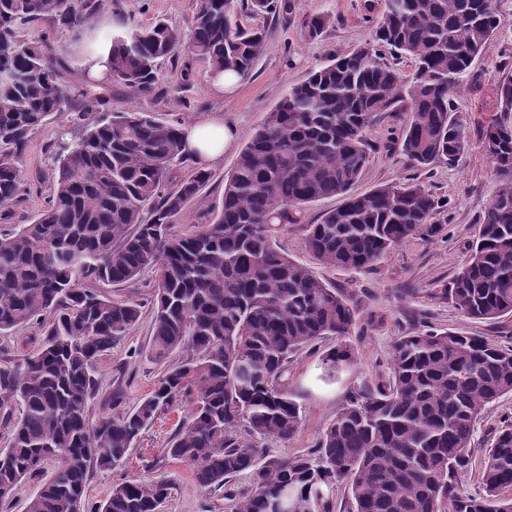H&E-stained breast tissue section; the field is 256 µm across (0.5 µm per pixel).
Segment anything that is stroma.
<instances>
[{
	"label": "stroma",
	"instance_id": "1",
	"mask_svg": "<svg viewBox=\"0 0 512 512\" xmlns=\"http://www.w3.org/2000/svg\"><path fill=\"white\" fill-rule=\"evenodd\" d=\"M364 2L290 0V11L280 15L242 14V24L264 28L267 37L252 73L238 81L232 95L214 94L209 67L202 61L194 63L189 81L179 84L182 62L172 58L160 62L159 84L153 95L134 97L123 88L113 87L110 110L145 112L160 121L182 120L188 124L218 114L236 128L233 146L217 164L210 166L211 179L201 198L188 205L176 225L178 231L185 232L192 225L213 220L223 199L225 180L280 93L304 80L313 68L327 62L332 55L370 41L372 23ZM194 7V0H105L98 14L97 32L80 43L54 29L45 19L19 25V36L28 43L37 45L46 39L54 44L59 81L68 92V103L63 116L50 118L29 137L19 161L24 188L11 207L12 223H29L44 207L53 190L52 156L57 141L64 134L76 136L80 127L91 120L84 109L81 91L94 84L87 75V60L104 50L102 35L128 33L159 19L185 31ZM494 9L501 19L503 35L472 64L454 99L455 117L471 129L466 149L454 161L441 160L426 170L414 167L392 144L401 125L399 118L385 112L368 130L373 150L354 186L355 192L360 193L382 183L421 184L445 203L433 218L440 225V232L431 239L419 236L406 242L373 270L364 272L318 264L305 248L307 225L320 223L324 213L338 206V199L309 204L304 223L288 225L279 232L277 242L289 257L312 267L334 287L353 292L359 319L350 336L356 360L336 378L324 377L320 366L323 353L334 346V339L317 341L294 357L288 391L301 407L302 425L290 441H261L260 446L267 453L275 456L311 453L321 432L352 391L389 376L392 346L400 336L450 329L489 336L502 345L512 346V317L490 321L469 319L440 292L442 284L465 262L466 246L496 189L494 166L484 152L481 129L496 113L497 83L505 74H512V0H495ZM316 15L328 17L330 23L318 37L310 38L302 22ZM155 281L154 271L148 269L128 283L96 286L97 291L110 298L140 303L143 314L131 332L100 358L96 367L99 392L90 403L91 416L112 407L123 410L135 406L152 389L162 369L161 364L145 356L151 336ZM188 409V404L181 401L161 413L133 448L127 463L112 470H91L87 484L89 506L101 504L114 484L161 478L173 487L163 512H232L234 498L250 488L248 476H238L228 484L226 492L214 494L198 488L193 469L187 464L169 461L156 468L151 465ZM507 419L512 420L510 395L491 405L479 420L472 440L476 460H483L495 429Z\"/></svg>",
	"mask_w": 512,
	"mask_h": 512
}]
</instances>
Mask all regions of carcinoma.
<instances>
[{
	"mask_svg": "<svg viewBox=\"0 0 512 512\" xmlns=\"http://www.w3.org/2000/svg\"><path fill=\"white\" fill-rule=\"evenodd\" d=\"M103 0H0V221L22 188L18 159L31 132L67 101L57 58L43 42L19 38L18 25L46 18L79 41ZM190 33L156 21L111 37L107 73L85 93L99 116L54 153V189L29 224L0 231V336L42 321L44 339L18 359L0 360V428L10 463L0 465V504L19 483L58 466L25 512H89L87 476L111 470L160 411L186 396L189 416L153 461L192 466L198 487L216 492L240 474L251 488L233 512H330L337 486L350 512H512V423L495 431L479 472L482 492L462 495L457 475L472 469L471 442L486 408L512 395V347L452 331L399 337L388 383L348 397L309 455L270 457L256 436L288 441L301 411L288 393L293 357L327 338L322 358L333 374L355 352L352 294L290 259L277 233L305 221L306 207L338 197L339 207L308 225L306 249L324 265L360 270L399 245L438 233L439 201L414 183L352 188L369 160L368 128L383 112L409 107L399 150L414 165L452 160L471 130L452 116L468 69L497 35L492 0L385 2L372 40L286 90L239 154L208 224L175 223L209 182L190 161L180 123L138 112H109L111 86L149 96L158 61L185 57L178 82L202 60L212 77H247L265 33L238 20L241 10L283 13L289 0H195ZM388 47L413 60L405 77L387 63ZM497 114L483 127L497 188L468 257L441 293L476 320L512 316V75L496 87ZM157 276L149 356L165 363L151 392L127 411L90 417L95 366L139 322L142 306L86 285ZM165 480L112 486L94 512H161Z\"/></svg>",
	"mask_w": 512,
	"mask_h": 512,
	"instance_id": "obj_1",
	"label": "carcinoma"
}]
</instances>
